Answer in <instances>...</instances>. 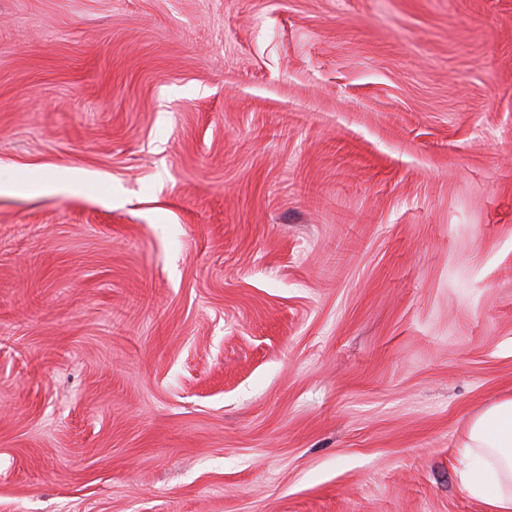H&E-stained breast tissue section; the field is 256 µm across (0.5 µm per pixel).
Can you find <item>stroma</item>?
<instances>
[{"label": "stroma", "instance_id": "stroma-1", "mask_svg": "<svg viewBox=\"0 0 512 512\" xmlns=\"http://www.w3.org/2000/svg\"><path fill=\"white\" fill-rule=\"evenodd\" d=\"M4 181L0 512H493L512 0H0ZM464 448L471 458L466 484L472 497L497 512L512 511V400L500 402L470 425Z\"/></svg>", "mask_w": 512, "mask_h": 512}]
</instances>
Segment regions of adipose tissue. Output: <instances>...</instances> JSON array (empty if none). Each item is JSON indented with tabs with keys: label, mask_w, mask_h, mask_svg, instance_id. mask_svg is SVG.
<instances>
[{
	"label": "adipose tissue",
	"mask_w": 512,
	"mask_h": 512,
	"mask_svg": "<svg viewBox=\"0 0 512 512\" xmlns=\"http://www.w3.org/2000/svg\"><path fill=\"white\" fill-rule=\"evenodd\" d=\"M466 484L472 497L495 512H512V400L500 402L470 425Z\"/></svg>",
	"instance_id": "ef3b65f1"
}]
</instances>
